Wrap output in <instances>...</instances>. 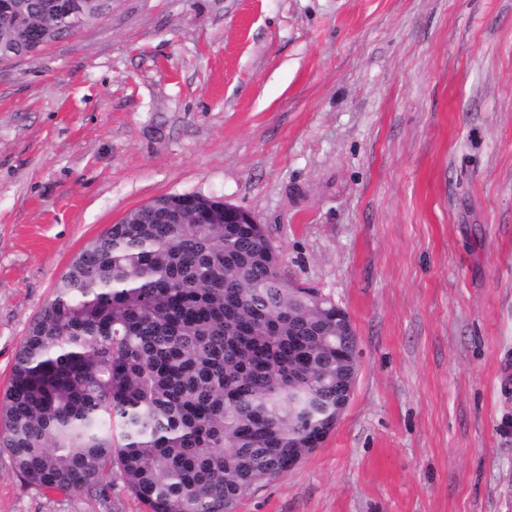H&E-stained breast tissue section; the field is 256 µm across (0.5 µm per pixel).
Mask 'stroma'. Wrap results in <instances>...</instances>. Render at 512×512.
<instances>
[{
    "instance_id": "stroma-1",
    "label": "stroma",
    "mask_w": 512,
    "mask_h": 512,
    "mask_svg": "<svg viewBox=\"0 0 512 512\" xmlns=\"http://www.w3.org/2000/svg\"><path fill=\"white\" fill-rule=\"evenodd\" d=\"M269 227L357 334L321 447L234 512H512V0H112L0 64V389L72 259L157 197ZM0 512H145L0 453Z\"/></svg>"
}]
</instances>
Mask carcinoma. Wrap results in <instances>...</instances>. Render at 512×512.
<instances>
[{"label":"carcinoma","instance_id":"obj_1","mask_svg":"<svg viewBox=\"0 0 512 512\" xmlns=\"http://www.w3.org/2000/svg\"><path fill=\"white\" fill-rule=\"evenodd\" d=\"M112 0H0V50L28 54ZM161 196L83 249L32 323L0 393V450L40 489L117 476L147 512H230L333 428L336 308L288 286L264 224Z\"/></svg>","mask_w":512,"mask_h":512}]
</instances>
